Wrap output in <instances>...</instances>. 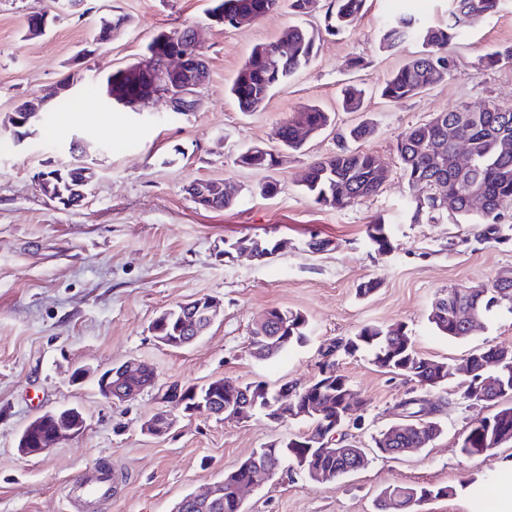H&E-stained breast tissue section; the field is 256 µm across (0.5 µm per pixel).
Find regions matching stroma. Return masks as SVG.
<instances>
[{"mask_svg":"<svg viewBox=\"0 0 512 512\" xmlns=\"http://www.w3.org/2000/svg\"><path fill=\"white\" fill-rule=\"evenodd\" d=\"M37 5L0 0V120L61 81L72 90L36 138L18 144L10 133L0 134V512H76L67 485L107 465L117 478L94 512H171L182 496L222 479L254 450L307 429L305 422L260 413L225 421L201 412L178 417L164 437H150L141 425L159 406L155 391L114 404L100 395L95 378L72 384L77 367L104 370L138 360L161 385H201L221 376L303 386L318 377L328 344L366 324L397 322L419 352L457 370L433 393L447 404L438 416L441 437L401 456L371 454L365 467L333 482L282 468L263 486L245 490L246 512H375L379 492L398 485L451 489V496L427 502L424 512H485L479 491L492 482L512 485V444L461 453L471 420L494 407L461 399L467 377L460 368L476 348L512 346V313L496 311L457 341L438 335L427 315L441 290L486 284L512 270V239L487 242L475 226L449 218L411 223L412 189L396 143L410 126L459 104L512 105V63L480 65L490 50L512 44V0L449 45L454 67L445 80L400 104L381 98L377 86L421 45L380 49L379 28L384 18L404 13L427 24L446 21L448 0H369L354 27L325 37L310 65L256 112L239 111L227 94L238 70L255 46L276 41L288 27H321L322 13L297 17L283 7L225 28L208 17L210 0H85L81 9L57 13L33 37L26 19ZM103 18L121 25L110 43L97 45L94 31ZM184 28L199 31L210 69L191 111L173 112L162 94L127 107L107 100L108 76L143 62L158 34ZM350 84L366 91L357 112L341 106ZM313 105L333 123L301 150L282 151L270 169L237 164L243 146L276 148L279 124ZM363 122L374 133L355 147L387 169V182L377 195L341 209L314 203L302 191L309 166L336 153L342 134ZM73 142L96 177L80 204L66 206L46 198L35 175L64 167ZM197 179L226 183L234 205H197L187 191ZM268 182L278 185L270 198L261 194ZM377 219L390 238L384 250L367 236ZM241 237L282 246L261 262L225 257V241ZM315 240L326 241V250L312 251ZM370 279L381 280V287L359 296L358 285ZM198 295L220 303L215 323L188 347L159 344L150 331L153 318ZM273 307L303 312L308 340L259 361L248 353L251 327ZM334 361L366 403L362 425L348 429V441L371 449L374 436L397 422L394 407L410 386L361 354L339 353ZM61 406L82 409L84 433L47 453L20 456L23 428Z\"/></svg>","mask_w":512,"mask_h":512,"instance_id":"1","label":"stroma"}]
</instances>
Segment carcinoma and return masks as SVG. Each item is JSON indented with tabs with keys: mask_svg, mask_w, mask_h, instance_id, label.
I'll return each instance as SVG.
<instances>
[{
	"mask_svg": "<svg viewBox=\"0 0 512 512\" xmlns=\"http://www.w3.org/2000/svg\"><path fill=\"white\" fill-rule=\"evenodd\" d=\"M211 13L224 11V19L230 21L238 15L251 19L263 17L277 9L281 0H213ZM367 0H331L324 15V31L335 36L356 24L364 15ZM501 0H450L448 22L438 25H423L412 15H403L383 22L379 41L380 47L390 51L399 48L409 40L421 42V50L393 71L380 87L381 96L392 103H402L435 83L436 75L448 74L453 67L448 56V44L460 39L470 23L483 15L496 12ZM320 35L301 27L288 28L291 47L282 50L277 40L255 48L244 62L230 87V94L243 112L256 110L258 101L269 96L271 91L284 84L298 69L310 64L316 54ZM512 62V45L501 46L487 53L480 61L483 68H494L501 63ZM112 90L128 98L129 102L145 98L144 82L129 74L115 75ZM302 124L309 136L321 133L330 123V113L311 106L282 122L275 130L274 137L284 147L298 150L306 140L299 138L297 124ZM460 129V141L465 144L472 157V168L463 172L456 165L457 146L448 143V124ZM397 154L403 175L410 186L420 182L446 183L448 193L455 196L457 206L453 221L457 224H474L479 235L485 239L503 241L500 232L512 225L502 224L503 208L512 203V105L503 106L495 102L477 110L461 104L446 112L435 115V122H421L410 128L397 142ZM255 160L259 168L276 166L271 151L260 146H249L238 155V161L247 158ZM381 182L377 180L375 158L366 152L349 150L344 147L332 156L313 163L305 176L303 190L315 203L324 207L341 208L370 197L378 191ZM481 189L485 199L483 211L474 213L469 203L472 187ZM410 221L413 224L434 223L438 214L429 212L417 198L409 203ZM368 238L379 249L389 246V236L384 222L378 219L368 226ZM481 299L483 309L480 317L486 318L499 309L512 313V290L496 289L489 285L486 296L477 288L454 287L440 291L431 301L428 321L436 332L453 340L466 336L458 311L469 309L476 299ZM273 323L288 326V341L268 349L269 359L282 350L306 342L309 320L299 311L270 309ZM347 355L368 353L373 362L386 372L399 376L428 393L448 384V379H439L440 371L447 364L420 353L410 336L403 332V326L394 324L383 327L367 324L353 336L341 343L331 345L327 354L337 351ZM474 356V374L463 387L461 395L470 399V390L476 380L492 382L489 401L498 403L497 391L512 396V349L490 346L477 349ZM336 380L341 387L333 388L325 397L326 407L339 410L347 402L349 420H361L364 412L363 401L357 396L348 379L338 374ZM506 433L512 436V403L504 404L488 416L473 419L463 437L461 450L468 455L492 451L498 444L491 438ZM420 441L419 434L412 428L387 444L381 455L394 448H410ZM305 439L294 434L278 441V449L269 453L251 454L237 466L235 472L224 474V512H245L243 506L232 507L227 501L235 485V477H245L244 467H260L273 476L295 456L306 451ZM318 463L324 470L339 478L350 472V466L362 467L364 459L342 457L331 447L317 452ZM452 490L446 486L436 489L416 486H396L382 490L375 500L376 512H421L422 505L432 499L448 497Z\"/></svg>",
	"mask_w": 512,
	"mask_h": 512,
	"instance_id": "1",
	"label": "carcinoma"
}]
</instances>
